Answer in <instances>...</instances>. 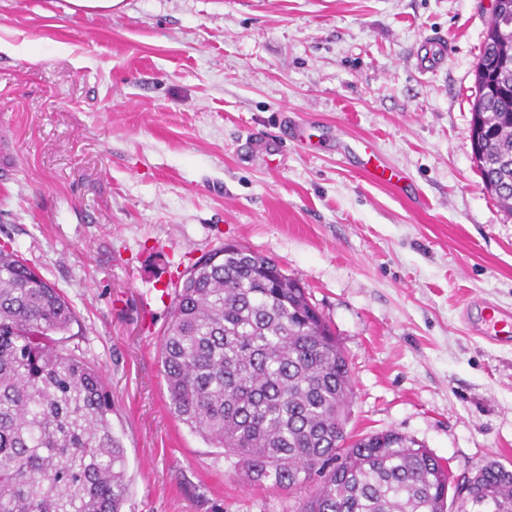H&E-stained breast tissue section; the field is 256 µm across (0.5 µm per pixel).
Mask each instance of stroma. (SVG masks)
Instances as JSON below:
<instances>
[{"mask_svg": "<svg viewBox=\"0 0 512 512\" xmlns=\"http://www.w3.org/2000/svg\"><path fill=\"white\" fill-rule=\"evenodd\" d=\"M491 0H0V242L59 288L69 349L101 369L126 449L124 512H297L169 410L175 286L226 243L275 258L351 366L346 430H395L455 475L512 462V214L471 142ZM448 59L422 73L425 39ZM306 128L295 141L289 125ZM368 141L403 190L361 170Z\"/></svg>", "mask_w": 512, "mask_h": 512, "instance_id": "1", "label": "stroma"}]
</instances>
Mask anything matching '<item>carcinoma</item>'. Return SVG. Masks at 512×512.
<instances>
[{"mask_svg":"<svg viewBox=\"0 0 512 512\" xmlns=\"http://www.w3.org/2000/svg\"><path fill=\"white\" fill-rule=\"evenodd\" d=\"M471 132L485 189L512 213V0L491 14ZM77 314L0 245V512H123L125 449L101 372L62 344ZM169 409L259 481L314 484L298 512H512V470L490 462L458 503L448 462L393 430L349 436L351 368L299 280L227 245L191 265L161 339Z\"/></svg>","mask_w":512,"mask_h":512,"instance_id":"1","label":"carcinoma"}]
</instances>
